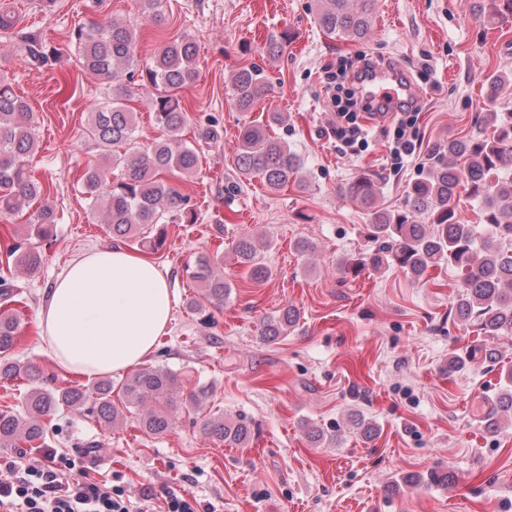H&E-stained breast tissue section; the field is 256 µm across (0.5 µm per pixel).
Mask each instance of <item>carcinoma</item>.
<instances>
[{
	"mask_svg": "<svg viewBox=\"0 0 512 512\" xmlns=\"http://www.w3.org/2000/svg\"><path fill=\"white\" fill-rule=\"evenodd\" d=\"M377 0H318L315 20L326 33L345 41L360 42L374 23ZM475 18L497 28L512 20V0H474ZM79 62L90 74L108 86V101L93 113L87 132L101 154L112 158V166H90L82 175L84 194L91 207L102 213L112 240H134L143 227L158 224L169 216L179 224H194L197 213L173 185L171 177H182L200 167L199 151L183 142L180 132L187 120L180 106L178 91L196 77L195 40L181 36L165 42L151 64L134 74L138 66L135 29L123 23L80 26L72 33ZM20 47L32 64L46 65L50 59L45 46L31 34L21 36ZM140 77L138 86L151 95L156 125L163 138L145 151L137 147L138 126L134 113L124 101L132 94L127 80ZM512 85V69L490 77L488 97L495 102L504 85ZM238 108L252 111L265 93L263 72L253 66L238 68L232 79ZM284 122L281 112L267 113L266 123L250 122L239 133L236 167L244 176L260 178L268 189L279 191L294 180L301 166L299 156L288 144L269 134ZM37 141L32 112L11 82L0 76V213L15 214L38 199L43 187L33 177L29 159ZM376 182L362 174L350 181L342 195L372 209L367 237L379 243L378 249L343 260L341 268L354 276L367 267L397 268L415 279L429 269L448 264L461 276V291L450 309L453 318L472 333L483 337L512 335V109L500 106L474 121V129L459 138L430 148L427 166L409 185L407 200L400 209L377 205ZM466 193L478 203L484 233L475 236L468 224L456 217L457 199ZM56 224L54 210L42 205L24 225V236L12 240L7 254L15 265L37 271L42 263L39 247L32 238L51 236ZM234 258L249 268L257 282L268 278L260 249L248 236L233 246ZM189 278L201 285L202 300L192 302L202 312L203 303H224L230 284L213 267L206 255L188 267ZM298 313L292 307L263 322L262 335L269 340L287 335L295 326ZM20 342L15 310H0V379L21 374L36 378L39 372L25 371L11 360ZM475 359L494 363L497 352L482 344L462 354L448 355V372H454ZM119 389L120 404L112 402L113 389ZM183 390L177 374L160 367L141 369L118 383L104 378L89 386L64 390L33 388L24 399L22 411L0 412V447L17 448L41 441L45 420L60 407L88 406V413L114 423L129 408H140L138 424L147 435H163L172 426L171 410L175 395ZM490 409L486 427L496 430L501 419L512 412V370L499 381L488 398ZM203 433L224 445L241 447L250 441L253 425L246 417L218 416L204 420Z\"/></svg>",
	"mask_w": 512,
	"mask_h": 512,
	"instance_id": "cac0c4a2",
	"label": "carcinoma"
}]
</instances>
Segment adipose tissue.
<instances>
[{
  "label": "adipose tissue",
  "instance_id": "1",
  "mask_svg": "<svg viewBox=\"0 0 512 512\" xmlns=\"http://www.w3.org/2000/svg\"><path fill=\"white\" fill-rule=\"evenodd\" d=\"M167 278L149 259L123 249L86 251L55 279L40 314L49 349L86 376L138 366L171 320Z\"/></svg>",
  "mask_w": 512,
  "mask_h": 512
}]
</instances>
